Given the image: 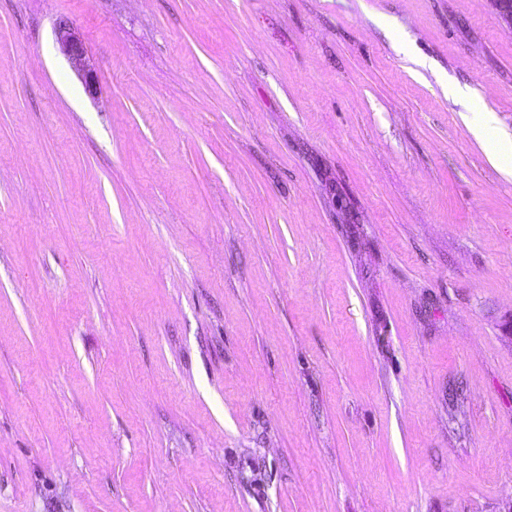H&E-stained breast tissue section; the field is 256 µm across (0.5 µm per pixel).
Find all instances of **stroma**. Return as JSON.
I'll return each mask as SVG.
<instances>
[{
	"label": "stroma",
	"mask_w": 512,
	"mask_h": 512,
	"mask_svg": "<svg viewBox=\"0 0 512 512\" xmlns=\"http://www.w3.org/2000/svg\"><path fill=\"white\" fill-rule=\"evenodd\" d=\"M474 104L512 133L487 0H0V512H501ZM57 39L73 67L82 74L86 91L90 94L95 93L97 91V79L96 75L93 74L94 70L87 60V49L83 41L66 23H60Z\"/></svg>",
	"instance_id": "obj_1"
}]
</instances>
